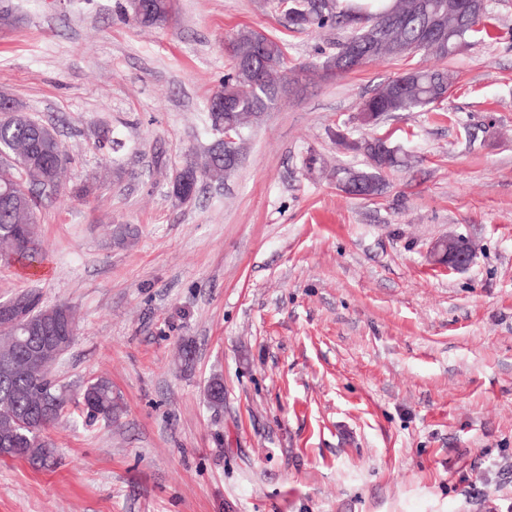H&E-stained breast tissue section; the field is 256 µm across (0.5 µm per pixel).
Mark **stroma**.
Masks as SVG:
<instances>
[{"instance_id":"stroma-1","label":"stroma","mask_w":512,"mask_h":512,"mask_svg":"<svg viewBox=\"0 0 512 512\" xmlns=\"http://www.w3.org/2000/svg\"><path fill=\"white\" fill-rule=\"evenodd\" d=\"M124 4L0 0V93L72 157L40 209L47 257L0 266V301L71 305L54 373L108 378L118 406L46 429L52 467L0 457V512H512V0H487L443 105L370 126L362 100L431 58L323 80L303 66L340 29L288 28L276 0H177L156 28ZM242 29L281 40L299 75L239 168L178 204L170 177L215 138L208 100ZM339 129L411 163L349 196L337 174L366 158ZM106 131L126 142L112 163ZM451 235L475 248L466 270L430 257Z\"/></svg>"}]
</instances>
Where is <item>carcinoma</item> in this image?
Masks as SVG:
<instances>
[{
  "label": "carcinoma",
  "mask_w": 512,
  "mask_h": 512,
  "mask_svg": "<svg viewBox=\"0 0 512 512\" xmlns=\"http://www.w3.org/2000/svg\"><path fill=\"white\" fill-rule=\"evenodd\" d=\"M286 24L296 30L322 29L345 25L351 28L336 51L305 67L312 73L335 68L339 74L354 72L368 63L402 58L396 48L418 42L426 23L425 8L436 5L440 11V28L445 37L433 41L421 54L440 62L457 53L467 39L487 33L486 13L482 12L467 24L461 23L454 0H370L361 4L348 0L337 9L339 0H281ZM231 65L224 82L213 97L224 95L232 101L230 114L216 112L208 102V117L212 129L224 124V118L234 121L240 133L258 124L272 110L288 81L285 46L252 29L239 31L231 40ZM450 75L445 68L423 67L407 70L373 90L362 102L360 112L370 114L375 123L390 112L423 111L448 99ZM336 142L344 149L364 154L368 167L343 170L342 178L355 187L346 191L371 198L385 187L383 173L408 164L384 138L352 140L336 130ZM9 157L5 176L10 180V193L3 196L0 185V264L16 263L32 266L43 259L45 248L38 232L36 211L50 194L41 189L40 174L32 167V159L42 157L55 177L69 161L62 143L44 145L39 133L19 122L0 128V152ZM221 144L214 141L201 154L186 160L178 171L190 186L204 179L224 182L234 168L219 157ZM12 306L17 323L0 333V354L9 355L13 372L0 375V456L13 453L35 468H48L55 463L54 448L42 438L43 430L57 420L70 405L86 411L89 418L101 415L112 421V383L106 378L86 382L78 393L51 378V367L31 361L26 356L29 346L22 324L38 320L54 312L40 306V296L34 291L19 294L7 301Z\"/></svg>",
  "instance_id": "1"
}]
</instances>
